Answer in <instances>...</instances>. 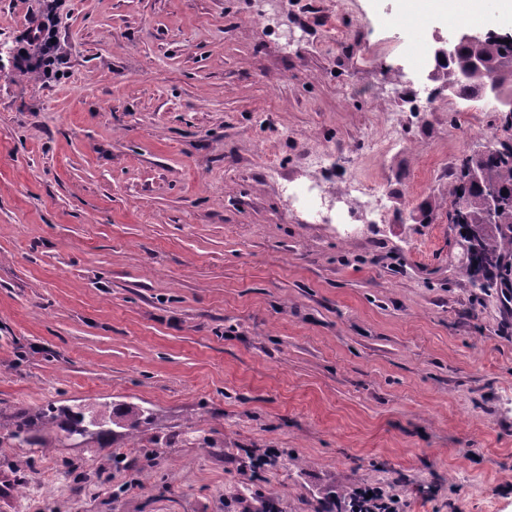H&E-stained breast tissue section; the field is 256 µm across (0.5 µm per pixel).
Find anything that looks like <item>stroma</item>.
<instances>
[{
	"instance_id": "obj_1",
	"label": "stroma",
	"mask_w": 512,
	"mask_h": 512,
	"mask_svg": "<svg viewBox=\"0 0 512 512\" xmlns=\"http://www.w3.org/2000/svg\"><path fill=\"white\" fill-rule=\"evenodd\" d=\"M49 13L55 67L26 50ZM400 17L0 0V512H345L366 484L512 512V287L469 281L448 222L457 159L512 128L429 78L460 19ZM352 178L383 218L351 237L291 194L337 210ZM74 405L154 417L79 444Z\"/></svg>"
}]
</instances>
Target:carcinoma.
<instances>
[{"label": "carcinoma", "mask_w": 512, "mask_h": 512, "mask_svg": "<svg viewBox=\"0 0 512 512\" xmlns=\"http://www.w3.org/2000/svg\"><path fill=\"white\" fill-rule=\"evenodd\" d=\"M473 57L486 62V75L482 78L463 73L466 61ZM431 78L440 82V87H449L454 97L464 101L493 92L512 96V38L465 44L456 58L445 63L435 61ZM472 169L481 170L478 185L468 179ZM491 193L501 196V205L492 218L485 210V198ZM448 223L466 232L465 238L473 243V253L466 257L463 266L465 276L473 283L490 279L500 269L504 256L512 252V143L500 142L490 146L487 154L474 151L457 160ZM152 418V412L128 406L116 415L112 424L133 431ZM106 424L103 415L88 419L79 411L73 414L67 433L71 437L100 436L109 433ZM10 438L29 446L43 445L41 437L26 425L16 428Z\"/></svg>", "instance_id": "1"}]
</instances>
